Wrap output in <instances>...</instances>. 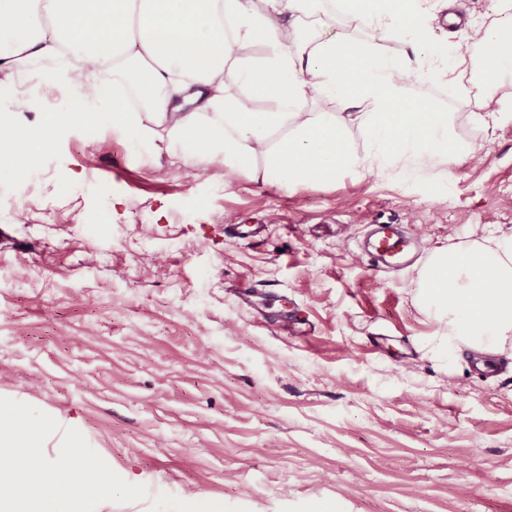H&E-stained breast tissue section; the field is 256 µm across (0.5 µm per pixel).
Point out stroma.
<instances>
[{"label": "stroma", "instance_id": "1", "mask_svg": "<svg viewBox=\"0 0 512 512\" xmlns=\"http://www.w3.org/2000/svg\"><path fill=\"white\" fill-rule=\"evenodd\" d=\"M408 85L477 161L289 188L75 124L34 180L0 171V397L77 424L153 495L512 512V358L479 372L439 349L419 268L376 271L360 248L372 224L409 228L427 253L511 231L512 122L483 131L448 83ZM69 95L2 82L0 120L39 130ZM247 283L265 311L235 297ZM287 314L299 330H282Z\"/></svg>", "mask_w": 512, "mask_h": 512}]
</instances>
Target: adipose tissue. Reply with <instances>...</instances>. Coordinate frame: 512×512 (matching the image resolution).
<instances>
[{
  "label": "adipose tissue",
  "mask_w": 512,
  "mask_h": 512,
  "mask_svg": "<svg viewBox=\"0 0 512 512\" xmlns=\"http://www.w3.org/2000/svg\"><path fill=\"white\" fill-rule=\"evenodd\" d=\"M319 0H0V74L38 70L73 95L38 131L0 124V171L30 176L59 131L109 117L131 137L180 153L199 170L291 186L330 184L350 169L411 177L475 159L447 111L409 95V76L447 77L473 103L481 129L512 119V100L489 91L512 77V0L472 28L477 56L439 42L438 10L420 0H341L372 31L361 43L330 34ZM408 42L409 56L386 43ZM262 46L255 61L244 54ZM434 57L423 70L419 55ZM339 104L307 111L308 102ZM364 152L352 149L351 128ZM421 309L445 327L449 349L501 354L512 341V234L436 248L420 273Z\"/></svg>",
  "instance_id": "ef3b65f1"
}]
</instances>
